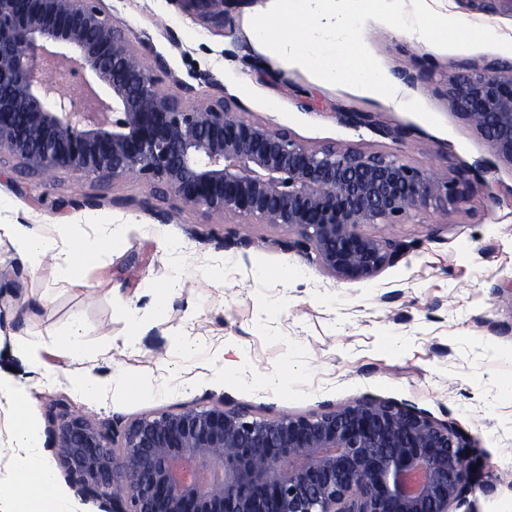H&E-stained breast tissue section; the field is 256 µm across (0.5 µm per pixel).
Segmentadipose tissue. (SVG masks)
<instances>
[{
	"label": "adipose tissue",
	"mask_w": 512,
	"mask_h": 512,
	"mask_svg": "<svg viewBox=\"0 0 512 512\" xmlns=\"http://www.w3.org/2000/svg\"><path fill=\"white\" fill-rule=\"evenodd\" d=\"M26 257L33 267L48 261L65 260L70 274H78L87 261L111 249V236H104L92 245L73 242L69 225H53L51 232L37 233L24 224H0V238ZM8 394L15 408V437L18 447L27 451L15 461L18 479L9 496L8 507L0 512H68L65 501L54 493L55 475L39 454V436L27 414L30 392L27 387L0 377V395Z\"/></svg>",
	"instance_id": "adipose-tissue-1"
}]
</instances>
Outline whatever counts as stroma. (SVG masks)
<instances>
[{
	"instance_id": "obj_1",
	"label": "stroma",
	"mask_w": 512,
	"mask_h": 512,
	"mask_svg": "<svg viewBox=\"0 0 512 512\" xmlns=\"http://www.w3.org/2000/svg\"><path fill=\"white\" fill-rule=\"evenodd\" d=\"M439 13L484 25L512 39V5L495 11L472 0H426ZM103 10L145 60L163 57L176 82L204 101L208 81L244 115L290 131L311 147L330 144L395 153L439 175L487 164L484 187L461 185L462 203L411 213L373 226L405 246L403 258L369 280L339 281L318 264L274 246L280 229L253 225L266 245L242 249L232 240L242 218L212 216L155 197L131 178L105 184L59 172L49 180L0 170V224L37 231L68 224L78 241L112 232V249L71 280L65 266L32 270L0 242V374L30 391L29 418L56 492L70 512H98L70 487L48 433L56 402L95 421L206 407L219 402L261 417L308 415L357 401L404 404L471 436L494 492L475 487L472 512H512V166L494 161L487 143L453 110L444 77L491 61L512 62L496 48L443 50L415 33L370 20L363 39L405 99L421 101L444 124L436 129L377 93L320 83L304 67L268 57L249 43L252 17L266 0H246L217 30L186 16L174 0H102ZM375 113L405 128L393 143L347 124L342 111ZM170 213L161 223L157 211ZM176 282L155 316L158 289ZM134 309V318L119 306ZM94 358L95 375L147 380L144 392L111 388L83 399L72 382L75 364L59 345L73 320ZM56 342L46 369L33 368L16 342ZM195 339L188 357H172L176 339ZM279 377L269 386V377ZM15 410L0 400V492L16 483L9 459L20 455Z\"/></svg>"
}]
</instances>
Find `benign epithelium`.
Here are the masks:
<instances>
[{"label": "benign epithelium", "mask_w": 512, "mask_h": 512, "mask_svg": "<svg viewBox=\"0 0 512 512\" xmlns=\"http://www.w3.org/2000/svg\"><path fill=\"white\" fill-rule=\"evenodd\" d=\"M99 2L0 0V163L24 179L135 177L158 198L287 231L281 248L339 281L371 279L404 255L365 227L446 209L463 200L459 184L484 185L480 170L440 177L386 151L305 145L245 118L218 83L188 105L194 88L163 92L166 61L147 62ZM173 2L222 29L242 0ZM446 94L512 165V66L450 74ZM344 116L406 135L372 112ZM51 432L71 487L100 512H455L480 475L454 425L377 400L271 418L221 401L125 424L74 411Z\"/></svg>", "instance_id": "7a95c632"}]
</instances>
